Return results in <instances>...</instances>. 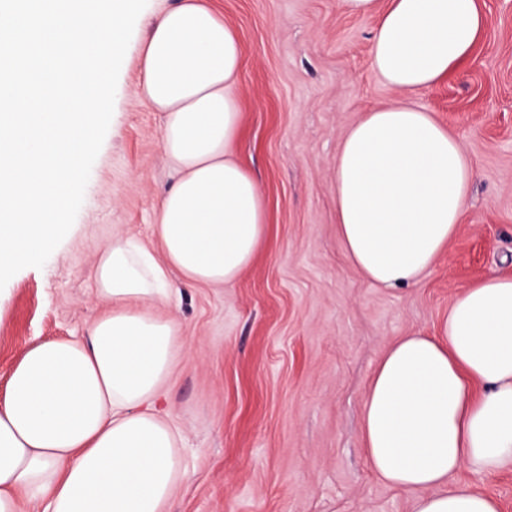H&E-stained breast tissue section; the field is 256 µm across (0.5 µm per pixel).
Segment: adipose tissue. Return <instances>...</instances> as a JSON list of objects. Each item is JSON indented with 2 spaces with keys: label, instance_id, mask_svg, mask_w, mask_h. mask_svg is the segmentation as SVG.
Masks as SVG:
<instances>
[{
  "label": "adipose tissue",
  "instance_id": "obj_1",
  "mask_svg": "<svg viewBox=\"0 0 512 512\" xmlns=\"http://www.w3.org/2000/svg\"><path fill=\"white\" fill-rule=\"evenodd\" d=\"M373 17L371 65L399 98L345 133L332 176L336 222L356 271L383 288L417 283L455 236L477 175L462 140L413 106L474 50L477 0H340ZM135 95L161 115L178 179L155 212L158 251L118 233L98 255L103 311L86 336L27 348L0 398V512H169L187 479L183 438L156 408L180 348L162 316L170 272L223 285L266 235L241 134L234 29L205 0H179L143 42ZM368 462L414 494L415 512H500L460 469L512 465V276L457 294L443 337L387 349L363 401Z\"/></svg>",
  "mask_w": 512,
  "mask_h": 512
}]
</instances>
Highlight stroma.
Segmentation results:
<instances>
[{"label":"stroma","mask_w":512,"mask_h":512,"mask_svg":"<svg viewBox=\"0 0 512 512\" xmlns=\"http://www.w3.org/2000/svg\"><path fill=\"white\" fill-rule=\"evenodd\" d=\"M178 0H147L123 60L113 116L71 231L40 268L0 290V397L33 342L81 336L102 311L100 250L114 232L155 249V210L176 177L161 116L138 100L150 23ZM236 31L237 157L266 202L267 233L234 281L173 276L161 314L182 346L160 398L184 435L188 478L171 512H413L370 468L362 405L389 345L439 336L454 296L512 275V0H478L472 56L411 101L462 139L477 168L460 228L411 286L380 288L349 263L331 188L345 131L397 94L371 67L375 19L338 0H207ZM459 479L512 512V467Z\"/></svg>","instance_id":"stroma-1"}]
</instances>
